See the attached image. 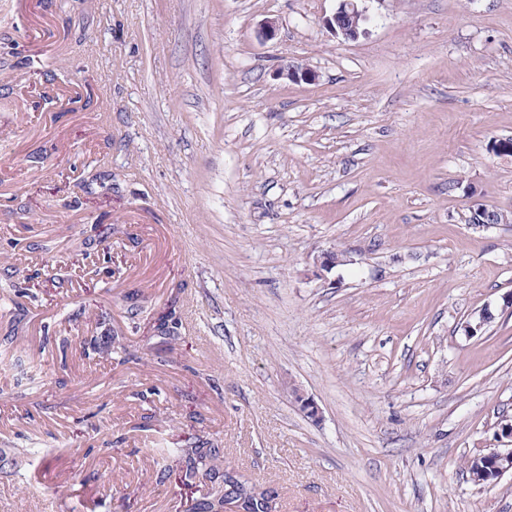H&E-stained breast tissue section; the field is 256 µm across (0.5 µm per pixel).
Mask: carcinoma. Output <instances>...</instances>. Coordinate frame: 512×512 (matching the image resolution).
Instances as JSON below:
<instances>
[{
  "label": "carcinoma",
  "instance_id": "cac0c4a2",
  "mask_svg": "<svg viewBox=\"0 0 512 512\" xmlns=\"http://www.w3.org/2000/svg\"><path fill=\"white\" fill-rule=\"evenodd\" d=\"M185 284L172 279L168 284L163 306L154 314L162 319L159 333L147 337L149 344L171 351L182 346L186 339L184 311ZM43 453L41 448H21L12 459L16 476L23 478L31 459ZM156 466L159 482L172 480L175 486L196 489L190 512H225L227 497L240 502L244 512H275L271 505L275 496L266 486L249 480L224 475V446L207 435L191 433L179 448L157 449ZM489 464L485 459L465 458L462 469L467 477H479Z\"/></svg>",
  "mask_w": 512,
  "mask_h": 512
}]
</instances>
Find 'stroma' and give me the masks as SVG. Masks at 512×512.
I'll return each instance as SVG.
<instances>
[{"mask_svg":"<svg viewBox=\"0 0 512 512\" xmlns=\"http://www.w3.org/2000/svg\"><path fill=\"white\" fill-rule=\"evenodd\" d=\"M336 5L0 0V451L53 455L0 472V512H50L61 485L74 512H185L153 450L191 403L278 512H512V476L461 470L512 406V223L467 222L512 216L491 150L512 138V0H370L354 40L324 26ZM88 87L96 108L63 110ZM173 276L187 345L148 371L137 326ZM116 329L132 361L82 355ZM64 338L66 364L42 358Z\"/></svg>","mask_w":512,"mask_h":512,"instance_id":"35a3bbf8","label":"stroma"}]
</instances>
